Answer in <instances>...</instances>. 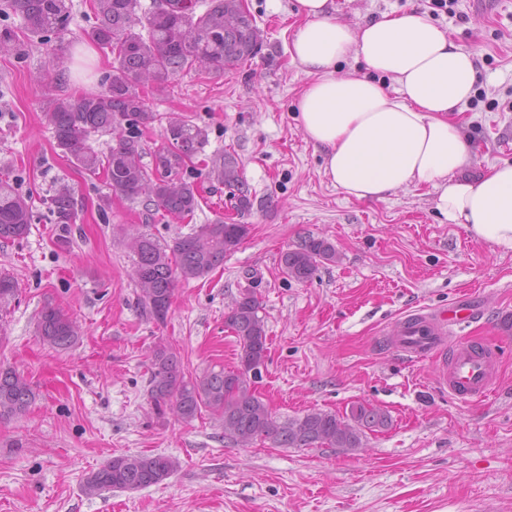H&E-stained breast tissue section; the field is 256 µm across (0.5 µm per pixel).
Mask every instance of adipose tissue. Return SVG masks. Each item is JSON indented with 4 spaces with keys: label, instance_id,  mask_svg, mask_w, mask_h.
Masks as SVG:
<instances>
[{
    "label": "adipose tissue",
    "instance_id": "1",
    "mask_svg": "<svg viewBox=\"0 0 512 512\" xmlns=\"http://www.w3.org/2000/svg\"><path fill=\"white\" fill-rule=\"evenodd\" d=\"M292 12L301 24L288 51L310 78L298 121L331 183L358 200L429 189L439 223L512 251V163L471 173L459 120L474 53L415 10L356 25L337 19L334 0H294ZM350 56L366 73L341 69Z\"/></svg>",
    "mask_w": 512,
    "mask_h": 512
}]
</instances>
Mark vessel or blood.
<instances>
[{
    "mask_svg": "<svg viewBox=\"0 0 512 512\" xmlns=\"http://www.w3.org/2000/svg\"><path fill=\"white\" fill-rule=\"evenodd\" d=\"M473 315V309L464 304L411 313L403 318L389 342L399 355L415 361L447 353L448 361L438 371L439 385L462 400L483 399L497 387L493 373L497 350L485 343L451 340L454 326Z\"/></svg>",
    "mask_w": 512,
    "mask_h": 512,
    "instance_id": "obj_1",
    "label": "vessel or blood"
}]
</instances>
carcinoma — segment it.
Here are the masks:
<instances>
[{"mask_svg":"<svg viewBox=\"0 0 512 512\" xmlns=\"http://www.w3.org/2000/svg\"><path fill=\"white\" fill-rule=\"evenodd\" d=\"M93 22L83 36L112 54V77L102 96L83 93L74 98L48 100L45 119L57 145L71 156L85 174H104L112 189L134 201L141 196L176 219L193 216L200 194L194 183L181 177L187 162L202 149L205 133L183 120L174 125L173 139L155 153V168L143 162V131L161 120L148 105V96L166 95L187 73L221 77L259 53L262 38L244 0H89ZM5 7L21 16L23 32L49 42L68 25L70 0H6ZM112 134L105 158L90 144L98 133ZM224 185L232 189L234 208L251 205L241 180L238 161L223 157ZM57 224L75 221V199L70 186L60 185L46 200ZM32 212L27 200L9 181L0 179V241L14 242L28 236ZM248 234L245 224L219 219L162 245L151 235L138 233L132 244L138 260L135 279L142 287L144 312L158 324L167 321L178 279H199L224 265ZM336 259V249L322 238L307 236L294 249L283 252L282 272L297 282L307 281L317 266ZM261 305L248 291L227 316V326L237 338L239 359L264 365L267 334ZM37 336L51 348L71 345L75 324L62 311L43 307ZM148 395L154 406L170 409L190 421L205 409L220 417L224 437L248 447L269 440L279 448H334L354 453L364 447L366 432L388 425V415L369 404L351 406L348 413L313 410L301 417L280 421L252 389L250 370L211 371L188 376L181 369L178 352L158 345L150 357ZM34 400L28 380L14 368L0 363V419L26 412ZM177 459L164 455H119L92 471L84 491L139 490L158 485L177 469Z\"/></svg>","mask_w":512,"mask_h":512,"instance_id":"cac0c4a2","label":"carcinoma"}]
</instances>
